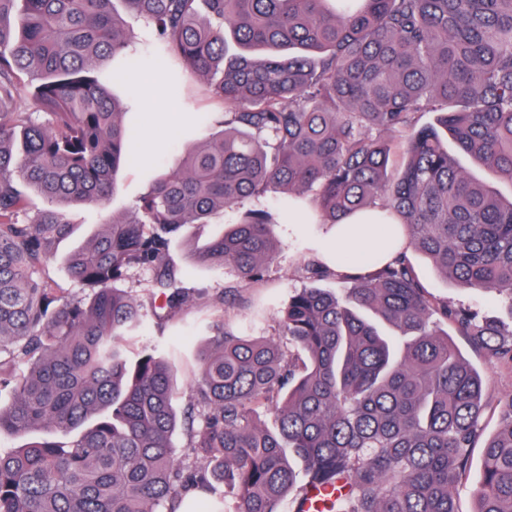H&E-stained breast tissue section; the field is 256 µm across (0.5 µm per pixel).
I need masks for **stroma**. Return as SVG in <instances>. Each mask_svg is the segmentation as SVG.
I'll use <instances>...</instances> for the list:
<instances>
[{"mask_svg":"<svg viewBox=\"0 0 512 512\" xmlns=\"http://www.w3.org/2000/svg\"><path fill=\"white\" fill-rule=\"evenodd\" d=\"M128 123L138 127L141 141H153L150 166H138L120 173V187L111 198L105 210L75 206L69 213L76 225L74 233L63 240L56 253L45 264L47 274L55 280L68 298L89 294L88 286L73 280L66 268L65 259L75 249L84 246L97 231L99 224L112 214L130 213L136 200L148 188L153 177L174 166L177 155L200 138V131H192L178 141H169V125L159 120L157 113H150L148 119L139 115H127ZM278 245L275 261L268 268L266 281L251 294L252 306L247 312L225 308L222 292L225 285L236 281L237 273L227 265L218 270L205 267L192 269L189 281V301L181 318L169 321L164 326L150 324V332H163L165 339L181 338L188 352H195L207 339L204 329L197 323L210 315H224L227 322L250 336L275 338L280 334L279 317L288 302L289 295L296 289L308 287L309 282L299 276L298 270L326 238L327 227L323 224H274L269 228ZM411 260L428 290L438 298L452 305H466L490 313L503 322L512 321V306L507 301L491 295L467 293L453 281L437 275L429 262L419 254H412ZM453 341L464 357L486 378L485 398L489 409L482 421L484 435L496 431L501 420L505 402L512 398V365L489 358L485 351L473 346L469 337L453 334Z\"/></svg>","mask_w":512,"mask_h":512,"instance_id":"obj_1","label":"stroma"}]
</instances>
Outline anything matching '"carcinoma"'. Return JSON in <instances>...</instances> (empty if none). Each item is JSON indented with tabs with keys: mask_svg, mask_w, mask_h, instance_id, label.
Returning a JSON list of instances; mask_svg holds the SVG:
<instances>
[{
	"mask_svg": "<svg viewBox=\"0 0 512 512\" xmlns=\"http://www.w3.org/2000/svg\"><path fill=\"white\" fill-rule=\"evenodd\" d=\"M120 2L144 24L143 57L115 0H0V433L39 435L0 451V512H182L192 491L212 496L211 512H307L320 488L335 492L325 512H458L484 379L442 325L509 363L512 338L433 295L408 250L512 308V198L448 154L451 139L512 183V0ZM184 71L224 105L221 130L67 256L91 293L58 303L44 263L74 230L66 209H105L120 167L143 161L113 87L163 73L173 107L194 112ZM25 82L43 122L17 107ZM424 110L437 118L418 128ZM32 191L46 207H31ZM309 192L321 223L378 209L381 243L399 231L406 247L354 274L309 259L304 278L351 288L295 291L280 340L209 323L178 415L183 347L153 343L144 303L114 284L150 268L152 296L181 312L171 244L279 194V214L248 209L194 248L201 265L237 268L223 301L243 307L277 256L269 225ZM475 501L512 512V398Z\"/></svg>",
	"mask_w": 512,
	"mask_h": 512,
	"instance_id": "obj_1",
	"label": "carcinoma"
}]
</instances>
